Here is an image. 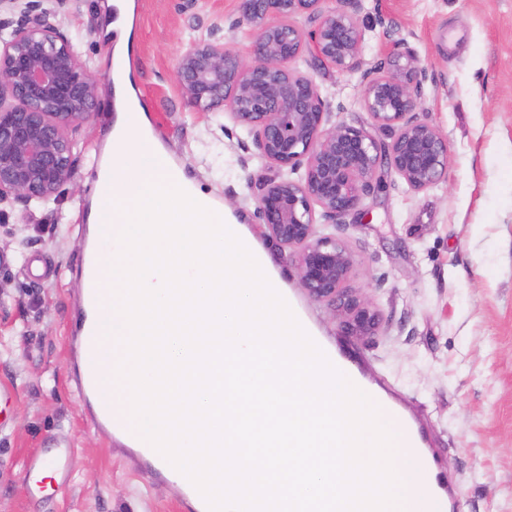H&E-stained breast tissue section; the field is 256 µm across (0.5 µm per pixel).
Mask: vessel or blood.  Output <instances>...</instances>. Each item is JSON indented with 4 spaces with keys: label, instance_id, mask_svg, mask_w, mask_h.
Segmentation results:
<instances>
[{
    "label": "vessel or blood",
    "instance_id": "vessel-or-blood-1",
    "mask_svg": "<svg viewBox=\"0 0 512 512\" xmlns=\"http://www.w3.org/2000/svg\"><path fill=\"white\" fill-rule=\"evenodd\" d=\"M87 240L76 272L78 287L73 294V325L69 336L70 373L77 389L87 403L94 423L104 431L112 429V399L99 387L101 367L93 355L100 325L108 316L104 299L108 294L105 286L106 269L102 252L112 240V227L108 224H85L81 227ZM402 424L407 432L410 451L418 464L417 477L425 482V512H448L456 494V485L448 474L437 449L432 448L416 426L412 417H404ZM118 443L133 449L157 469H165V460L158 455L149 442L141 440L131 430L118 434ZM71 466V450L64 446L50 448L49 452H36L28 456L25 484L29 493L40 489L39 476L45 470H53L58 477H66ZM184 480L182 491L192 503L194 512H224L222 490L205 478L203 469L193 460H186L180 470ZM264 512H304L302 500L291 497L265 498L263 492H255ZM321 512H385L378 499L361 494L346 501L328 499L322 502Z\"/></svg>",
    "mask_w": 512,
    "mask_h": 512
}]
</instances>
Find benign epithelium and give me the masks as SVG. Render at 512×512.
Masks as SVG:
<instances>
[{"instance_id":"obj_1","label":"benign epithelium","mask_w":512,"mask_h":512,"mask_svg":"<svg viewBox=\"0 0 512 512\" xmlns=\"http://www.w3.org/2000/svg\"><path fill=\"white\" fill-rule=\"evenodd\" d=\"M71 0H0V204L57 198L69 180L73 138L105 93L83 59L81 43L61 27ZM239 0L250 30V59L220 43L195 41L180 57L176 81L197 112L230 111L254 138L265 163L302 180L262 183L258 211L268 236L293 251L304 292L333 308L346 332L375 335L380 314L349 288L356 259L341 241L318 232L316 217L334 224L358 210L378 173L394 172L414 192L447 178L448 141L416 116L426 70L389 57L387 72L367 78L364 108L373 125L391 131L381 143L364 127L330 123L313 79L293 64L309 51L339 70L360 67L361 0ZM304 17L314 24L305 31Z\"/></svg>"}]
</instances>
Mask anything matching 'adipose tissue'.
<instances>
[{
	"label": "adipose tissue",
	"instance_id": "obj_1",
	"mask_svg": "<svg viewBox=\"0 0 512 512\" xmlns=\"http://www.w3.org/2000/svg\"><path fill=\"white\" fill-rule=\"evenodd\" d=\"M107 2L116 124L106 140L123 138L125 150L113 155L112 192L88 221L112 226L100 345L103 386L118 402L114 428L154 440L172 470L188 455L219 470L228 504L259 484L270 498L294 492L307 512L356 492L379 497L387 512L420 507L409 451L384 409L354 390L345 365L320 375L318 330L292 313L295 294L274 253L232 212H213L212 197L146 144L129 67L134 10L116 17V0ZM214 429L223 441H210ZM348 433L354 446L337 447Z\"/></svg>",
	"mask_w": 512,
	"mask_h": 512
}]
</instances>
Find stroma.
<instances>
[{
    "instance_id": "stroma-1",
    "label": "stroma",
    "mask_w": 512,
    "mask_h": 512,
    "mask_svg": "<svg viewBox=\"0 0 512 512\" xmlns=\"http://www.w3.org/2000/svg\"><path fill=\"white\" fill-rule=\"evenodd\" d=\"M102 0H73L62 17L94 77L107 82ZM133 76L160 143L187 176L233 208L257 237L260 183L270 174L227 114L196 112L175 79L196 40L247 53L238 0H137ZM363 66L341 71L306 53L333 122L369 118L364 69L390 54L426 68L419 118L448 140V176L422 192L382 172L360 214L323 233L358 260L349 288L376 306V336L346 335L324 303L298 298L329 340L432 436L458 491L456 512H512V0H362ZM102 97L75 133L83 144L58 200L0 207V512H191L181 491L98 431L67 374L70 270L82 255L95 157L106 135ZM56 439L71 477L27 497L24 462Z\"/></svg>"
}]
</instances>
